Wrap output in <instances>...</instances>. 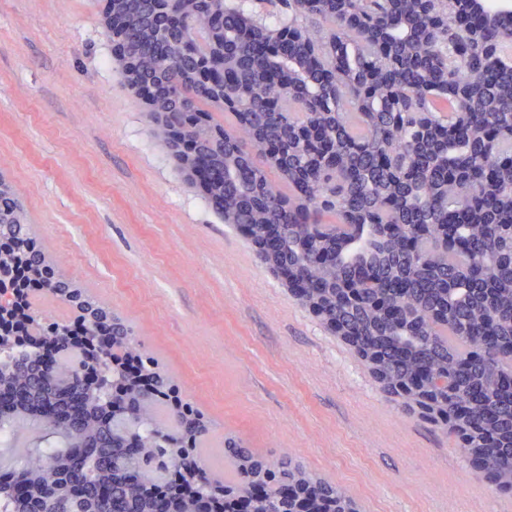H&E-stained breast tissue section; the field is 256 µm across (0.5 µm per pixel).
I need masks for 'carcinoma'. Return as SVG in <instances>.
Instances as JSON below:
<instances>
[{"label":"carcinoma","mask_w":512,"mask_h":512,"mask_svg":"<svg viewBox=\"0 0 512 512\" xmlns=\"http://www.w3.org/2000/svg\"><path fill=\"white\" fill-rule=\"evenodd\" d=\"M253 0H206L169 20L148 0H115L119 56L174 113L169 149L224 164L228 223L280 225L267 263L318 288L317 316L351 340L383 389L448 433L502 494L512 493V12H448L423 0H279L274 23ZM254 26L243 34L244 17ZM298 32L274 63L254 57L271 32ZM224 40L231 104L207 83ZM456 111H448V100ZM224 112L232 131L215 145ZM0 228V429L43 425L35 448L0 471V512H205L238 498L252 512H357L339 486L287 455L263 460L229 440L213 475L200 412L133 329L109 349L81 347L38 307L67 281L4 193ZM86 311L112 313L79 288ZM83 399L80 418L62 393ZM56 415L43 422L44 407ZM296 486L293 497L281 493Z\"/></svg>","instance_id":"carcinoma-1"}]
</instances>
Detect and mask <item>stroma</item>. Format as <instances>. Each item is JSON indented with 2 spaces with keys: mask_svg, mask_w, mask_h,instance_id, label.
<instances>
[{
  "mask_svg": "<svg viewBox=\"0 0 512 512\" xmlns=\"http://www.w3.org/2000/svg\"><path fill=\"white\" fill-rule=\"evenodd\" d=\"M104 0H0V176L211 438L290 455L359 512H512L225 224L114 70Z\"/></svg>",
  "mask_w": 512,
  "mask_h": 512,
  "instance_id": "obj_1",
  "label": "stroma"
}]
</instances>
